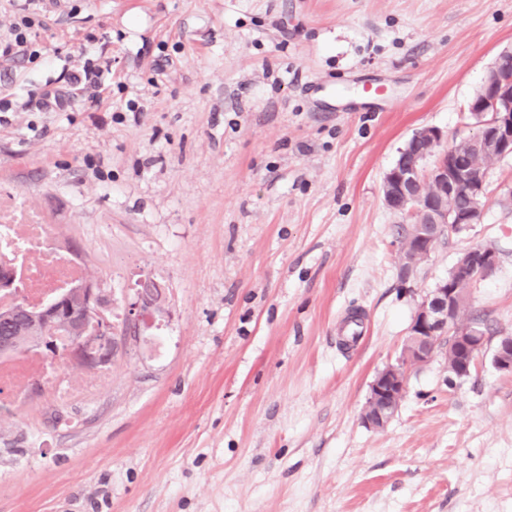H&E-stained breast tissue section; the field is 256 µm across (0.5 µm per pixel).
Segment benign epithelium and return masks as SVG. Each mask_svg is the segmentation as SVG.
<instances>
[{
  "label": "benign epithelium",
  "instance_id": "obj_1",
  "mask_svg": "<svg viewBox=\"0 0 512 512\" xmlns=\"http://www.w3.org/2000/svg\"><path fill=\"white\" fill-rule=\"evenodd\" d=\"M485 95L472 102L470 112L479 118L478 129L472 136L475 147L485 153L505 158L512 155V75L502 73L493 65L484 79ZM446 140L443 132L428 127L413 134V143L421 146L420 155L427 157L435 147ZM471 199L466 212H453L448 208L449 199L459 190ZM382 196L386 207L394 213L414 217L421 215L419 228L421 253L430 256L434 249L435 230L442 226L448 233L465 224H477L487 203L485 179L470 169L469 158L444 149L442 156L429 168L396 160L382 182ZM469 258L464 268L480 278L492 272L498 263L495 251L476 246L468 250ZM80 293L84 308L79 312H62V309L43 310L42 316L32 317L25 337L26 352H36L51 359L56 341H68V355L83 370H97L112 364L115 353L114 331L107 313L101 305L97 276L89 272L81 283ZM455 288L448 281H441L419 304L413 317L401 361L390 365L377 375L371 386L363 409V421L373 428L384 427L396 412L407 385V370L425 363L443 342H450L459 354L455 364L448 367L454 378L470 376L485 343V334L472 327H459L455 322ZM132 312L138 334L141 325H149L146 315L162 317L167 313L163 289L152 279H143L134 289L127 303ZM496 367L512 373V336L500 337L494 355Z\"/></svg>",
  "mask_w": 512,
  "mask_h": 512
}]
</instances>
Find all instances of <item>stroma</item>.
I'll use <instances>...</instances> for the list:
<instances>
[{"label":"stroma","mask_w":512,"mask_h":512,"mask_svg":"<svg viewBox=\"0 0 512 512\" xmlns=\"http://www.w3.org/2000/svg\"><path fill=\"white\" fill-rule=\"evenodd\" d=\"M31 41L37 60H0V223L77 245L109 311L151 278L170 316L115 322L87 394L30 383L0 409V512H512V157L407 280L381 193L416 130L475 132L512 0H49ZM88 65L109 99L28 105ZM475 245L498 256L464 311L475 369L449 383L440 348L365 425Z\"/></svg>","instance_id":"1"}]
</instances>
